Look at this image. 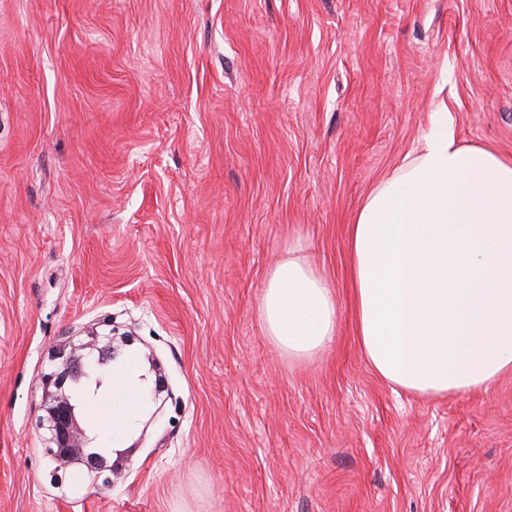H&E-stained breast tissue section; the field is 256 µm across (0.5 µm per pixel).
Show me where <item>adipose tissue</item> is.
<instances>
[{
  "label": "adipose tissue",
  "instance_id": "adipose-tissue-1",
  "mask_svg": "<svg viewBox=\"0 0 512 512\" xmlns=\"http://www.w3.org/2000/svg\"><path fill=\"white\" fill-rule=\"evenodd\" d=\"M358 343L387 382L422 395L488 389L512 372V161L459 146L440 109L417 153L365 198L349 228ZM289 241L257 307L268 342L311 362L337 335L328 279ZM152 403L136 352L89 402L101 447L122 450Z\"/></svg>",
  "mask_w": 512,
  "mask_h": 512
}]
</instances>
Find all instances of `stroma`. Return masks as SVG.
<instances>
[{
    "mask_svg": "<svg viewBox=\"0 0 512 512\" xmlns=\"http://www.w3.org/2000/svg\"><path fill=\"white\" fill-rule=\"evenodd\" d=\"M512 160V0H0V512H512V375L366 362L347 229L439 106ZM340 314L257 302L289 239ZM113 323L169 394L118 475L49 456L50 349ZM304 251L301 238L288 241L267 274L257 312L264 335L281 355L311 362L335 339L339 312L332 285Z\"/></svg>",
    "mask_w": 512,
    "mask_h": 512,
    "instance_id": "1",
    "label": "stroma"
}]
</instances>
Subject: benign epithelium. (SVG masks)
I'll list each match as a JSON object with an SVG mask.
<instances>
[{
	"label": "benign epithelium",
	"mask_w": 512,
	"mask_h": 512,
	"mask_svg": "<svg viewBox=\"0 0 512 512\" xmlns=\"http://www.w3.org/2000/svg\"><path fill=\"white\" fill-rule=\"evenodd\" d=\"M87 335L89 341L71 344L70 355L58 369L42 374L44 389L52 387L54 391L51 392L52 404L47 408V415L39 419V426L48 433L45 438L47 454L64 465H83L92 472L107 468V458L87 449L82 442L76 419V394L84 381L116 360L117 350L112 333L93 329Z\"/></svg>",
	"instance_id": "1"
}]
</instances>
